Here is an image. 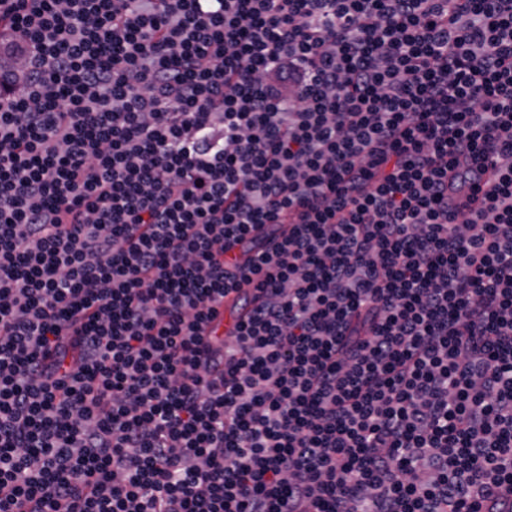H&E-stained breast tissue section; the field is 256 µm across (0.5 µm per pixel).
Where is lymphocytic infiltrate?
<instances>
[{
	"label": "lymphocytic infiltrate",
	"mask_w": 512,
	"mask_h": 512,
	"mask_svg": "<svg viewBox=\"0 0 512 512\" xmlns=\"http://www.w3.org/2000/svg\"><path fill=\"white\" fill-rule=\"evenodd\" d=\"M4 33L0 512L512 488V0H0ZM236 294L228 295L223 303L217 306L216 317L211 323L217 336H232L235 333L239 313L235 307Z\"/></svg>",
	"instance_id": "1"
}]
</instances>
